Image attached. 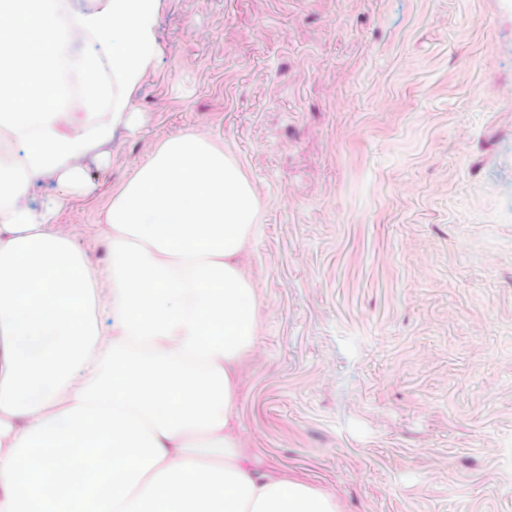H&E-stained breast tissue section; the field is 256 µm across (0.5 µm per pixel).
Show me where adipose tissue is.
<instances>
[{"label": "adipose tissue", "mask_w": 512, "mask_h": 512, "mask_svg": "<svg viewBox=\"0 0 512 512\" xmlns=\"http://www.w3.org/2000/svg\"><path fill=\"white\" fill-rule=\"evenodd\" d=\"M160 0H0V512H338L252 464L236 369L260 341L240 257L259 200L222 145L164 140L112 196L101 279L29 199L130 123ZM81 77L79 100L55 64ZM84 121L72 122L75 112Z\"/></svg>", "instance_id": "adipose-tissue-1"}]
</instances>
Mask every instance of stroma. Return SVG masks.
I'll list each match as a JSON object with an SVG mask.
<instances>
[{
	"label": "stroma",
	"mask_w": 512,
	"mask_h": 512,
	"mask_svg": "<svg viewBox=\"0 0 512 512\" xmlns=\"http://www.w3.org/2000/svg\"><path fill=\"white\" fill-rule=\"evenodd\" d=\"M155 33L56 229L107 274L116 189L223 145L260 202L254 463L340 512H512V0H161Z\"/></svg>",
	"instance_id": "1"
}]
</instances>
